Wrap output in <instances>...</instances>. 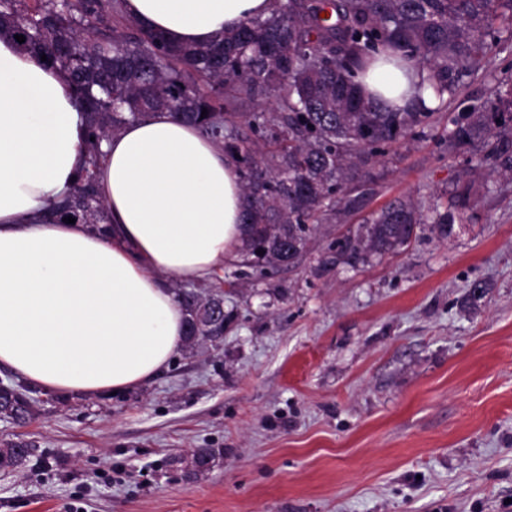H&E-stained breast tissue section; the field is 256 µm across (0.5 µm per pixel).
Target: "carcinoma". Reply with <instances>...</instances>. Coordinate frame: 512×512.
<instances>
[{
    "label": "carcinoma",
    "mask_w": 512,
    "mask_h": 512,
    "mask_svg": "<svg viewBox=\"0 0 512 512\" xmlns=\"http://www.w3.org/2000/svg\"><path fill=\"white\" fill-rule=\"evenodd\" d=\"M123 0H0V38L25 37L24 51L46 56L70 78L89 118L88 168L58 205L103 231L111 223L97 185L101 143L124 125L155 112L195 126L236 164L247 199L249 234L242 266L259 278L296 266L311 226L334 211L357 213L364 193L354 184L383 146L417 136V128L448 108L467 83L483 76L492 47L512 40V0H274L270 16L246 18L207 45H171L124 16ZM389 53L411 66L441 98L421 97L401 111L368 97L361 77ZM261 100L270 108L239 121L234 105ZM206 116H201L202 110ZM512 110V88L493 87L479 108L448 115V148L479 140L484 154L465 173L467 196L484 168L512 176V136L497 122ZM420 217L396 199L363 218L362 232L336 240L349 263L406 245ZM439 235L455 234L452 213L433 220ZM185 311L184 347H220L230 315L212 291L176 289ZM32 390L0 392V417L17 424L34 414ZM220 451L196 448L179 463L191 476L209 470ZM43 463L35 444L0 446V469Z\"/></svg>",
    "instance_id": "obj_1"
}]
</instances>
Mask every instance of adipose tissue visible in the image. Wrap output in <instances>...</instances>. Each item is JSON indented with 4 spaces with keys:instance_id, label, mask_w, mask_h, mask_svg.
Returning <instances> with one entry per match:
<instances>
[{
    "instance_id": "adipose-tissue-1",
    "label": "adipose tissue",
    "mask_w": 512,
    "mask_h": 512,
    "mask_svg": "<svg viewBox=\"0 0 512 512\" xmlns=\"http://www.w3.org/2000/svg\"><path fill=\"white\" fill-rule=\"evenodd\" d=\"M271 0H124L127 18L174 45H204ZM417 73L372 69L368 92L403 109ZM87 126L58 68L0 38V368L48 394L102 396L152 380L184 340L173 283L210 279L247 236L236 166L167 112L101 144L111 236L55 204L87 168Z\"/></svg>"
}]
</instances>
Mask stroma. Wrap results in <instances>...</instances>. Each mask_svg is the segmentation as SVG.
<instances>
[{"label":"stroma","instance_id":"1","mask_svg":"<svg viewBox=\"0 0 512 512\" xmlns=\"http://www.w3.org/2000/svg\"><path fill=\"white\" fill-rule=\"evenodd\" d=\"M512 77L496 50L418 139L386 147L366 211L447 208L478 154L449 152L448 116ZM448 239L418 225L397 253L329 263L359 218L316 225L297 267L268 279L226 261L220 348L179 351L118 395L36 392L25 426L46 464L0 471V512H512V177L482 170ZM488 285L470 303L473 281ZM216 448L187 477L178 458Z\"/></svg>","mask_w":512,"mask_h":512}]
</instances>
